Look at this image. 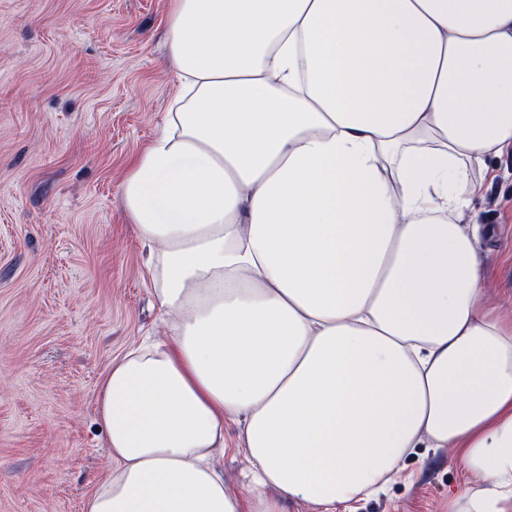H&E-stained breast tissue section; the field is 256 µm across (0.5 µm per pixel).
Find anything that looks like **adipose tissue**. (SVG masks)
I'll return each mask as SVG.
<instances>
[{
	"mask_svg": "<svg viewBox=\"0 0 512 512\" xmlns=\"http://www.w3.org/2000/svg\"><path fill=\"white\" fill-rule=\"evenodd\" d=\"M165 67L120 194L167 335L102 381L85 512H335L417 448L480 478L450 512H512V316L464 219L512 145V0H170ZM248 465L242 453L224 452V487L233 495L245 496L248 491Z\"/></svg>",
	"mask_w": 512,
	"mask_h": 512,
	"instance_id": "adipose-tissue-1",
	"label": "adipose tissue"
}]
</instances>
